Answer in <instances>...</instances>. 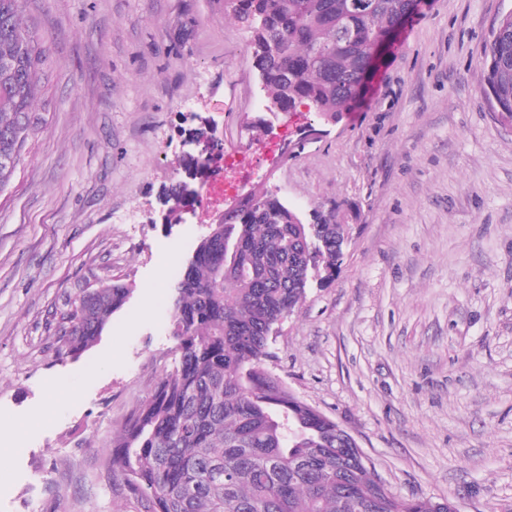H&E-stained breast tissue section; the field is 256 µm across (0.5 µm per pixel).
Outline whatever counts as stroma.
Listing matches in <instances>:
<instances>
[{"mask_svg":"<svg viewBox=\"0 0 512 512\" xmlns=\"http://www.w3.org/2000/svg\"><path fill=\"white\" fill-rule=\"evenodd\" d=\"M512 0H432L333 120L258 112L252 33L224 0H28L49 54L41 124L0 192V512H138L108 448L178 352L174 286L210 224L268 192L348 227L265 360L357 442L395 495L512 512V129L479 90ZM275 158L247 191L168 224L184 130ZM130 295L73 356L51 316Z\"/></svg>","mask_w":512,"mask_h":512,"instance_id":"obj_1","label":"stroma"}]
</instances>
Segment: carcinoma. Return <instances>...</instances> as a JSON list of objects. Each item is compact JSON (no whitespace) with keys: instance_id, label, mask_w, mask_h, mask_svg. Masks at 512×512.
<instances>
[{"instance_id":"carcinoma-1","label":"carcinoma","mask_w":512,"mask_h":512,"mask_svg":"<svg viewBox=\"0 0 512 512\" xmlns=\"http://www.w3.org/2000/svg\"><path fill=\"white\" fill-rule=\"evenodd\" d=\"M28 0H0V192L24 158L47 54L23 25ZM422 0H224L254 34V68L267 100L325 118L348 112L373 69L371 53ZM480 90L512 127V15L485 48ZM185 178L162 196L166 218L192 201L207 165L184 156ZM345 225L306 218L275 194H251L212 224L175 286L171 332L179 357L126 429L108 466L143 512H448L446 499H403L370 473L335 421L263 368L269 343L318 276L336 275ZM129 290H86L54 316L71 354L97 342Z\"/></svg>"}]
</instances>
